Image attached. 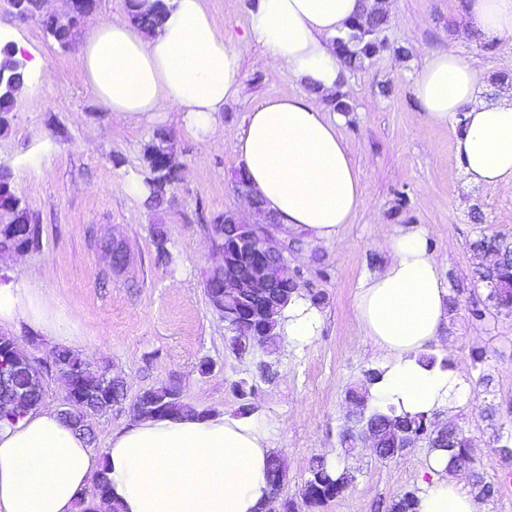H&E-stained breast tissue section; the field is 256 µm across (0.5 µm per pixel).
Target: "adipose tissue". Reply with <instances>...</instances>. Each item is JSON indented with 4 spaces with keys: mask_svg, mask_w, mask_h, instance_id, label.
Returning <instances> with one entry per match:
<instances>
[{
    "mask_svg": "<svg viewBox=\"0 0 512 512\" xmlns=\"http://www.w3.org/2000/svg\"><path fill=\"white\" fill-rule=\"evenodd\" d=\"M366 0H256L244 39L227 36L203 0H171L148 34L116 15L82 38L78 60L91 92L120 120L181 112L187 132L208 141L224 105L240 92L250 47L301 82V95L257 104L235 135V150L255 192L277 220L282 239L329 242L350 222L362 190L344 117L322 105L342 90L347 70L333 41L345 37ZM460 25L487 39L512 35V0H467ZM414 97L434 122L459 125L453 150L465 182L482 190L512 186V90L483 97L478 72L452 51L428 55ZM394 255L364 277L355 298L357 323L384 352L382 380L371 390L397 412L432 415L461 396L451 370L424 366L419 355L446 317V288L420 229L387 238ZM26 323L57 333V311L31 289L0 285V325ZM274 445L255 416L139 417L112 436L102 460L58 411L37 407L0 426V512H77L94 471H103L121 512H256L269 486ZM448 458L432 454V481L419 512H481L470 488L446 478Z\"/></svg>",
    "mask_w": 512,
    "mask_h": 512,
    "instance_id": "1",
    "label": "adipose tissue"
}]
</instances>
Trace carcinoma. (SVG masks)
<instances>
[{"label": "carcinoma", "instance_id": "cac0c4a2", "mask_svg": "<svg viewBox=\"0 0 512 512\" xmlns=\"http://www.w3.org/2000/svg\"><path fill=\"white\" fill-rule=\"evenodd\" d=\"M164 9L162 0H133L131 19L145 30H155L162 23ZM387 22L386 12L376 2L352 23V32L348 38L337 40V48L347 70L361 68L365 60L376 53L377 42L374 36ZM165 155L167 137L158 135L145 150L151 172L146 202L156 208L163 204L167 191L176 179V173L158 167L159 159ZM214 223L213 229H224V266L210 271L205 283V293L213 310L224 318L229 333L226 337L228 347L237 354L244 355L254 344L240 337V329L244 326L253 327L259 343L274 344L280 337L277 327L283 311L292 298L301 296L302 288L298 281L281 278L274 249L265 248L262 254L271 284L268 295L260 298L252 295L250 289L241 288L235 295L225 296L224 275L237 272L250 260L249 256L237 249V242L243 239L253 243L262 240L276 221L264 205L257 204L249 224H227L222 215ZM40 235V225L33 222L28 207L11 187L7 168L0 166V251L37 246ZM471 248L477 253L493 249L502 255V263L495 271L489 272L479 266L474 269L473 275L477 280L486 283V300L494 307H512V241L501 236H482L471 243ZM0 348L8 352L15 366V384L21 393L19 407H37L44 392L42 371L13 337L0 335ZM55 366L62 375L72 380L79 392V398L66 400V408L61 411V416L91 443L94 441V432L89 425V419L102 416L112 410V406L122 403L125 399L124 383L118 377L114 378L103 371L92 369L70 349L57 351ZM381 375V371L372 370L366 374L360 389L349 390L352 405L369 400V388ZM136 405L143 416H175L194 411L192 406L183 402L182 396L172 394L169 385L142 391L136 398ZM368 415L375 419L380 443L386 454L394 453L400 444L415 440L419 433L428 429L425 415L399 414L393 406L376 403ZM434 449L448 454L447 471L450 473L474 463L467 437L455 426L450 427L448 437L434 446ZM490 452L503 460H512V435L506 436L500 432L494 434ZM268 480L271 482V492L280 491L287 480L286 471L276 455L271 457ZM348 482L347 471L329 464L321 457H315L309 463L308 478L301 487L300 498L308 512H319L326 502L346 488ZM419 502L420 499L415 494L407 493L391 504L390 512H419ZM79 507L80 512H120L116 500L110 494L104 474L97 476L93 493L87 499L81 498Z\"/></svg>", "mask_w": 512, "mask_h": 512}]
</instances>
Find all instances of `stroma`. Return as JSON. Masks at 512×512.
<instances>
[{
  "instance_id": "stroma-1",
  "label": "stroma",
  "mask_w": 512,
  "mask_h": 512,
  "mask_svg": "<svg viewBox=\"0 0 512 512\" xmlns=\"http://www.w3.org/2000/svg\"><path fill=\"white\" fill-rule=\"evenodd\" d=\"M391 2L394 15L377 35L381 48L362 70L348 74L343 89L351 110L339 132L359 172L363 202L334 241L299 240L286 252L304 294L317 298L316 334L302 345L281 339L273 355L258 346L242 358L226 348L224 321L204 293L208 271L223 262L212 248L209 226L220 214L244 211L233 187L241 165L235 131L255 105L302 94L303 85L273 68L254 46L242 60L240 95L217 119L215 143L190 136L174 111L118 122L91 93L75 46L60 47L39 18H21L0 6V49L21 46V61L29 65L40 58L54 74L49 84L29 66L27 82L0 126V165L9 168L16 194L41 226L38 247L0 254V280L25 282L47 298L76 337L77 353L122 378L125 400L93 421L96 457L135 420L133 404L141 391L174 382L184 402L235 416L242 401L234 385L244 380L255 388L251 402L288 475L281 498L298 499L315 457L351 476L321 512H388L403 494H424L431 480L427 439L391 459L367 448L348 453L340 444L349 388L368 370L385 366L356 321L359 282L390 261L384 240L415 226L425 230L448 294L459 302L428 351L452 365L465 393L431 421L437 427L455 424L469 437L480 473L498 489L482 501L484 512H512V462L488 454L491 423L512 431V311L487 305L485 286L472 276L479 258L471 249L482 236L512 238V188L464 190L452 150L455 127L431 122L412 91L426 56L447 50L473 62L484 94L511 88L512 70L504 62L512 58V35H459L455 21L464 0ZM159 133L169 139L178 179L168 203L154 210L122 186L148 180L144 150ZM159 227L172 255L168 264L156 255ZM112 236L130 252L121 270L98 247ZM476 307L485 311L479 322L470 316ZM0 332L47 367L42 404L62 408L66 389L51 369L55 347L46 335L22 322ZM267 361L277 368L270 382L255 376L257 365ZM483 375L491 378L490 389L479 385ZM490 405L496 410L492 420Z\"/></svg>"
}]
</instances>
